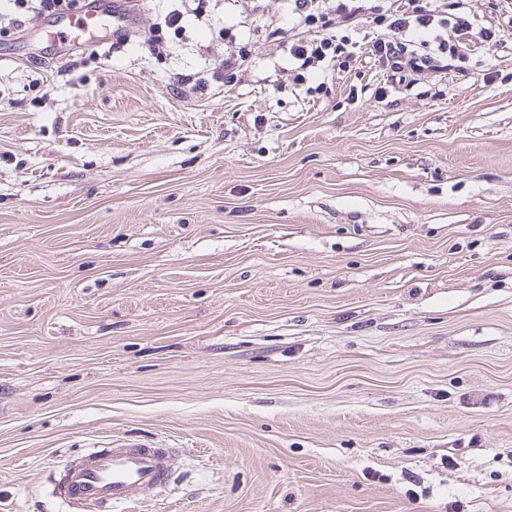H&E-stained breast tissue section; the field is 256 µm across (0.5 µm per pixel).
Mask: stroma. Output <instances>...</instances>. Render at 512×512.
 <instances>
[{
  "label": "stroma",
  "instance_id": "stroma-1",
  "mask_svg": "<svg viewBox=\"0 0 512 512\" xmlns=\"http://www.w3.org/2000/svg\"><path fill=\"white\" fill-rule=\"evenodd\" d=\"M176 6L108 51L0 29V512L131 439L174 460L127 512H512V0L384 97L365 57L294 84L262 0L153 57ZM182 2V6L185 10L182 11L180 9H173L168 11L164 15L159 16V22H156L153 27L152 35L146 40L144 43V48L151 54L161 53V50L164 49L165 42L163 41V27L166 28H179L180 23L185 17V14L189 12L187 10L185 3L186 2H195V1H180ZM247 45L232 40L227 44L224 42V59L220 60V65L224 68L225 84L235 83L238 75L246 69L251 57V49Z\"/></svg>",
  "mask_w": 512,
  "mask_h": 512
}]
</instances>
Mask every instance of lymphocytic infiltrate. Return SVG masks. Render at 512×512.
Returning a JSON list of instances; mask_svg holds the SVG:
<instances>
[{"instance_id":"obj_1","label":"lymphocytic infiltrate","mask_w":512,"mask_h":512,"mask_svg":"<svg viewBox=\"0 0 512 512\" xmlns=\"http://www.w3.org/2000/svg\"><path fill=\"white\" fill-rule=\"evenodd\" d=\"M292 16L288 53L295 84L308 72L351 71L357 61L350 30L369 24L378 34L369 53L384 76L399 82L408 74L442 69L455 62L465 70L475 50L497 41L498 29L476 25L463 8L446 0H289Z\"/></svg>"}]
</instances>
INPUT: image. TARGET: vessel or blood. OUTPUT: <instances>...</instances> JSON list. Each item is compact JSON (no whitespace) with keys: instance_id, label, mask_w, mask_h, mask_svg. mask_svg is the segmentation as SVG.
<instances>
[{"instance_id":"b4317fda","label":"vessel or blood","mask_w":512,"mask_h":512,"mask_svg":"<svg viewBox=\"0 0 512 512\" xmlns=\"http://www.w3.org/2000/svg\"><path fill=\"white\" fill-rule=\"evenodd\" d=\"M131 0L122 9L104 14L93 9L69 15L65 34L70 43H104L105 31H120L132 10ZM173 465L170 449L125 441L93 448L66 459L61 465L54 494L68 506L95 505L117 512L169 481Z\"/></svg>"}]
</instances>
